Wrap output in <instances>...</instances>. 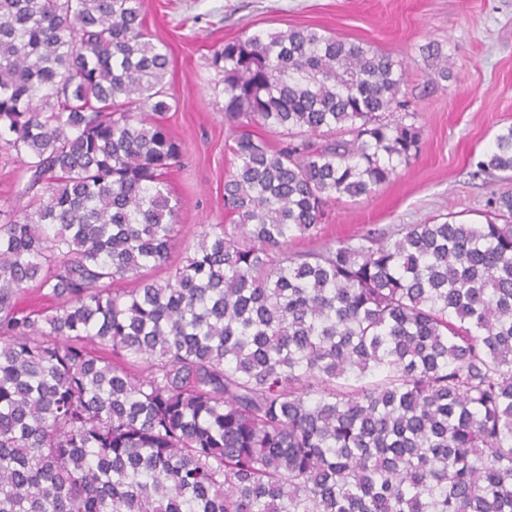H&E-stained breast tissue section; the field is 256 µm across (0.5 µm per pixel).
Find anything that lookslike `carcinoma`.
<instances>
[{"mask_svg": "<svg viewBox=\"0 0 512 512\" xmlns=\"http://www.w3.org/2000/svg\"><path fill=\"white\" fill-rule=\"evenodd\" d=\"M169 64L141 0H0V512H512V195L318 241L420 151L404 61L242 35L229 223L176 260ZM476 166L512 172V124ZM25 181L20 178V162L14 155L7 157L0 152V205L22 211L28 204L23 194Z\"/></svg>", "mask_w": 512, "mask_h": 512, "instance_id": "carcinoma-1", "label": "carcinoma"}]
</instances>
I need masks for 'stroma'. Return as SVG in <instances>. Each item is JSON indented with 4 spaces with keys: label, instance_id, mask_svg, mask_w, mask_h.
<instances>
[{
    "label": "stroma",
    "instance_id": "35a3bbf8",
    "mask_svg": "<svg viewBox=\"0 0 512 512\" xmlns=\"http://www.w3.org/2000/svg\"><path fill=\"white\" fill-rule=\"evenodd\" d=\"M142 11L170 53L179 105L167 124L185 153L166 181L185 231L223 223L224 177L234 166L213 52L225 40L288 27H313L403 58V91L423 129L420 153L398 177L332 207L323 239L451 213L481 220L489 198L512 192L510 177L473 174L494 132L512 124V0H143ZM443 63L450 68L444 81L434 76Z\"/></svg>",
    "mask_w": 512,
    "mask_h": 512
}]
</instances>
